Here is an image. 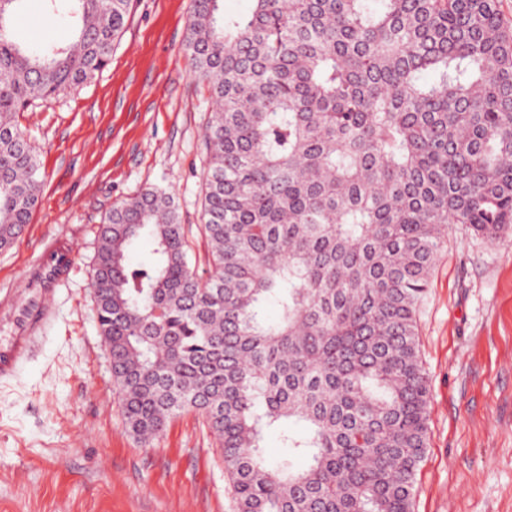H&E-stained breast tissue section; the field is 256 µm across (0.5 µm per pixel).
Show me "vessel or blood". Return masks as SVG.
<instances>
[{"instance_id":"obj_1","label":"vessel or blood","mask_w":512,"mask_h":512,"mask_svg":"<svg viewBox=\"0 0 512 512\" xmlns=\"http://www.w3.org/2000/svg\"><path fill=\"white\" fill-rule=\"evenodd\" d=\"M74 261V252L65 239L56 238L44 245L27 270L25 288L11 305L13 332L0 340V380L12 378L32 353L36 333L49 317L46 302L68 280Z\"/></svg>"}]
</instances>
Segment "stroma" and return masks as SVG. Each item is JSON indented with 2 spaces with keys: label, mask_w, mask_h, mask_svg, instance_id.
I'll use <instances>...</instances> for the list:
<instances>
[{
  "label": "stroma",
  "mask_w": 512,
  "mask_h": 512,
  "mask_svg": "<svg viewBox=\"0 0 512 512\" xmlns=\"http://www.w3.org/2000/svg\"><path fill=\"white\" fill-rule=\"evenodd\" d=\"M192 0H134L109 65L18 113L44 174L27 231L0 250L19 288L48 239L76 264L17 374L0 381V512H229L222 450L193 411L145 446L127 431L94 317L99 227L143 188L169 190L209 271L201 234L206 84L184 52ZM430 379L428 448L414 512H512V231L497 243L448 230L417 315Z\"/></svg>",
  "instance_id": "stroma-1"
}]
</instances>
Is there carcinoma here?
<instances>
[{"label": "carcinoma", "instance_id": "1", "mask_svg": "<svg viewBox=\"0 0 512 512\" xmlns=\"http://www.w3.org/2000/svg\"><path fill=\"white\" fill-rule=\"evenodd\" d=\"M252 2L232 16L193 0L187 24L213 104L208 278L165 189L112 206L100 227L96 323L124 421L149 443L200 412L231 512H413L430 273L448 226L490 243L512 229V26L500 0ZM132 8L41 0L72 40L34 46L16 29L27 0H0V250L43 185L15 115L102 71ZM143 239L153 260L133 264ZM272 428L290 452L278 463Z\"/></svg>", "mask_w": 512, "mask_h": 512}]
</instances>
